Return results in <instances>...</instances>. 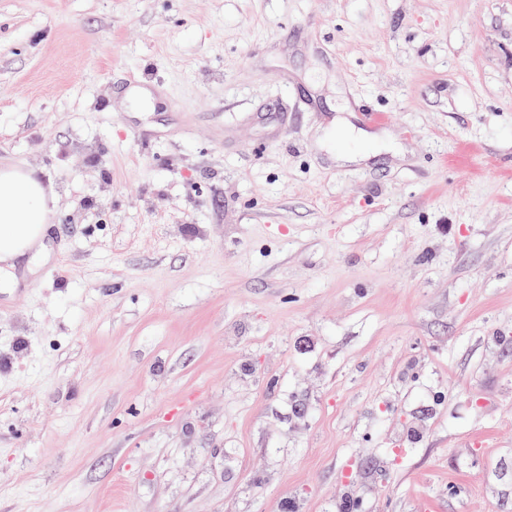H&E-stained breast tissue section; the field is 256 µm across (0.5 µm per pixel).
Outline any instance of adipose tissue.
<instances>
[{
    "label": "adipose tissue",
    "mask_w": 512,
    "mask_h": 512,
    "mask_svg": "<svg viewBox=\"0 0 512 512\" xmlns=\"http://www.w3.org/2000/svg\"><path fill=\"white\" fill-rule=\"evenodd\" d=\"M49 216L43 185L22 169L0 166V263L44 251Z\"/></svg>",
    "instance_id": "1"
}]
</instances>
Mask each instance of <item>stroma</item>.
<instances>
[{"label": "stroma", "instance_id": "35a3bbf8", "mask_svg": "<svg viewBox=\"0 0 512 512\" xmlns=\"http://www.w3.org/2000/svg\"><path fill=\"white\" fill-rule=\"evenodd\" d=\"M0 165V512H512V0H0ZM49 216L43 185L20 168L0 166V263L14 266L44 251Z\"/></svg>", "mask_w": 512, "mask_h": 512}]
</instances>
